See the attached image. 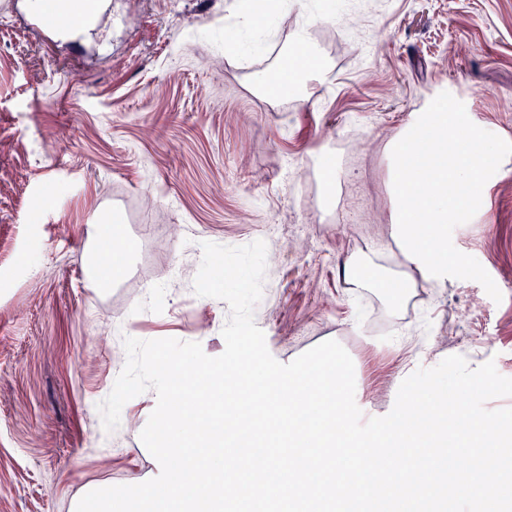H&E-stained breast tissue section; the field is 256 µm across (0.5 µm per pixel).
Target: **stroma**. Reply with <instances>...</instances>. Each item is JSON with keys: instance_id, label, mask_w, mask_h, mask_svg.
Here are the masks:
<instances>
[{"instance_id": "obj_1", "label": "stroma", "mask_w": 512, "mask_h": 512, "mask_svg": "<svg viewBox=\"0 0 512 512\" xmlns=\"http://www.w3.org/2000/svg\"><path fill=\"white\" fill-rule=\"evenodd\" d=\"M29 2L0 0V512H68L86 484L155 477L140 440L153 391L110 433L97 406L124 337L224 351L227 303L193 292L204 241H265L254 320L270 353L338 341L364 418L453 354L512 377V171L477 223L449 226L468 268L442 287L417 282L394 310L341 274L356 255L402 261L386 144L414 112L459 99L512 138V0H288L264 28L246 0H107L91 29L35 25ZM305 25L325 76L298 102L250 90ZM102 224L129 258L107 288L89 279Z\"/></svg>"}]
</instances>
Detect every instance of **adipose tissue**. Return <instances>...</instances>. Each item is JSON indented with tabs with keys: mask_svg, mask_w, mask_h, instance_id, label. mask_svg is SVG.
Here are the masks:
<instances>
[{
	"mask_svg": "<svg viewBox=\"0 0 512 512\" xmlns=\"http://www.w3.org/2000/svg\"><path fill=\"white\" fill-rule=\"evenodd\" d=\"M293 43L308 65L291 63L254 73V92L274 99L298 98L302 77L326 69L310 45L309 29ZM392 188L389 235L403 256L401 269L382 268L374 258L349 259L343 276L350 287L381 288L391 307L405 304L417 280L444 284L449 271L463 272V260L448 252V227L470 224L483 213L486 191L512 157V140L490 141L471 112L440 104L412 119L387 147Z\"/></svg>",
	"mask_w": 512,
	"mask_h": 512,
	"instance_id": "adipose-tissue-1",
	"label": "adipose tissue"
}]
</instances>
